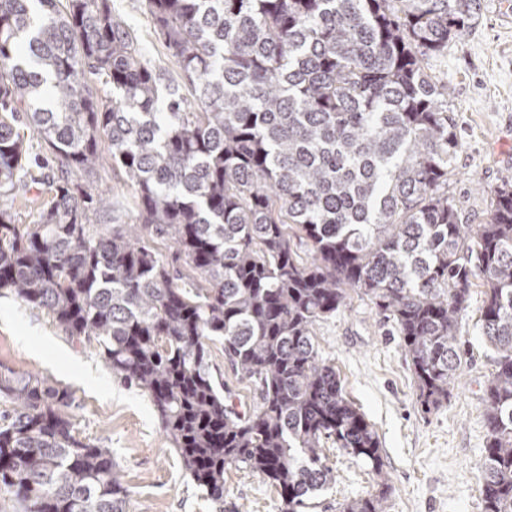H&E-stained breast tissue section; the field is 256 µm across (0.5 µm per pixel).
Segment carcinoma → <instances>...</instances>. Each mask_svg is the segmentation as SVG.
<instances>
[{
	"label": "carcinoma",
	"instance_id": "carcinoma-1",
	"mask_svg": "<svg viewBox=\"0 0 512 512\" xmlns=\"http://www.w3.org/2000/svg\"><path fill=\"white\" fill-rule=\"evenodd\" d=\"M66 2L0 0V289L96 342L112 376L150 396L213 500L243 466L278 489L280 512H303L333 480L330 440L379 486L341 512H388L377 433L314 326L350 292L367 297L394 323L429 412L458 377L478 281L497 352L483 512H512V174L487 190L485 219L463 223L448 196V86L427 66L477 22L480 0H143L191 101L142 63L110 0ZM22 115L63 175L92 176L107 138L138 223L106 211L92 223V195L67 180L35 223H16L17 198L44 183ZM154 237L205 285H179ZM215 337L258 393L249 411L209 369ZM1 396L13 404L0 416L10 512H132L112 449L74 436L44 376L0 373Z\"/></svg>",
	"mask_w": 512,
	"mask_h": 512
}]
</instances>
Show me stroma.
Returning <instances> with one entry per match:
<instances>
[{
  "instance_id": "35a3bbf8",
  "label": "stroma",
  "mask_w": 512,
  "mask_h": 512,
  "mask_svg": "<svg viewBox=\"0 0 512 512\" xmlns=\"http://www.w3.org/2000/svg\"><path fill=\"white\" fill-rule=\"evenodd\" d=\"M136 36L144 61L195 95L155 31L142 0H110ZM448 86V107L460 147L448 193L469 223L490 209L488 188L512 172V0H481L477 23L431 61ZM105 195L121 222L134 223L135 193L109 157H102L89 185ZM484 295L471 289L462 322L460 381L447 404L422 408L410 362L392 322L374 305L351 295L345 306L315 327V342L333 361L344 393L381 443L389 484V512H482L479 467L487 441L482 397L493 370V351L478 325ZM212 374L231 389L238 408L256 405L253 388L237 380L224 357V342L209 344ZM0 372L43 374L67 397L63 409L77 439L111 448L134 512H279L274 486L246 468L224 475V500L208 499L171 447L150 397L114 378L96 343L71 338L45 312L0 290ZM326 463L334 483L318 492L304 512H340L342 503L377 489L369 468L329 444Z\"/></svg>"
}]
</instances>
